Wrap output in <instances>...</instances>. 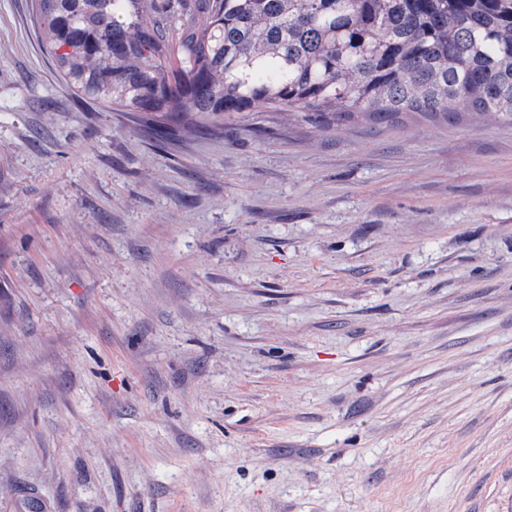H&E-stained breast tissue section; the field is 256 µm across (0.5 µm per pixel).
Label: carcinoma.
Listing matches in <instances>:
<instances>
[{"label":"carcinoma","instance_id":"obj_1","mask_svg":"<svg viewBox=\"0 0 512 512\" xmlns=\"http://www.w3.org/2000/svg\"><path fill=\"white\" fill-rule=\"evenodd\" d=\"M78 103L158 143L184 114L512 127V0H32Z\"/></svg>","mask_w":512,"mask_h":512}]
</instances>
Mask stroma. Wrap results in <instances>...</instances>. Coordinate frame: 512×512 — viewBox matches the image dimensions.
<instances>
[{"label": "stroma", "mask_w": 512, "mask_h": 512, "mask_svg": "<svg viewBox=\"0 0 512 512\" xmlns=\"http://www.w3.org/2000/svg\"><path fill=\"white\" fill-rule=\"evenodd\" d=\"M0 512H512V128L160 149L0 0Z\"/></svg>", "instance_id": "35a3bbf8"}]
</instances>
